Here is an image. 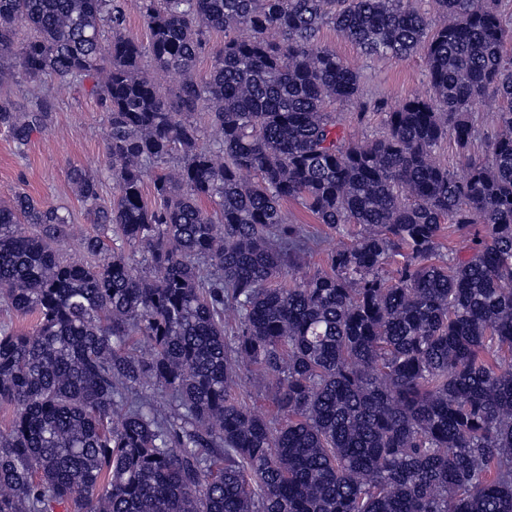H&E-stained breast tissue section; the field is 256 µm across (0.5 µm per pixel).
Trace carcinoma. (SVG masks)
<instances>
[{"instance_id": "obj_1", "label": "carcinoma", "mask_w": 512, "mask_h": 512, "mask_svg": "<svg viewBox=\"0 0 512 512\" xmlns=\"http://www.w3.org/2000/svg\"><path fill=\"white\" fill-rule=\"evenodd\" d=\"M432 7L434 29L410 0H141L144 46L118 0H0V130L24 153L56 109L36 84L87 83L112 180L104 204L69 170L99 227L80 258L60 253L67 209L0 203V303L37 317L0 325V512H512V19L502 0ZM326 25L422 55L430 95L344 141L328 105L360 78ZM490 94L487 159L458 178L436 149L466 154ZM288 200L364 233L299 277ZM446 223L468 257L437 259ZM253 366L271 414L236 396Z\"/></svg>"}]
</instances>
